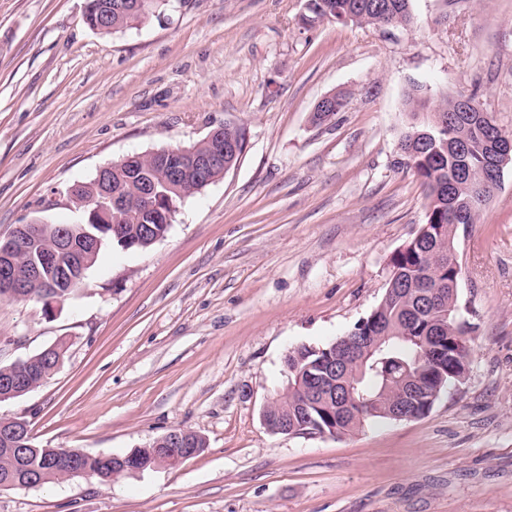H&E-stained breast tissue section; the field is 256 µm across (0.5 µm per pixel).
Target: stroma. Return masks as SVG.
<instances>
[{"label": "stroma", "mask_w": 512, "mask_h": 512, "mask_svg": "<svg viewBox=\"0 0 512 512\" xmlns=\"http://www.w3.org/2000/svg\"><path fill=\"white\" fill-rule=\"evenodd\" d=\"M85 0H0V233L79 222L70 188L132 153L245 128L237 164L144 250L106 245L54 312L0 299V364L66 341L0 402L36 443L122 455L174 428L206 446L101 484L0 490V512H512V163L457 254L469 376L414 421L340 439L261 421L292 348L346 334L425 220L394 167L430 102L477 94L512 129V0H410L407 26L303 24L306 0H170L102 35ZM340 91L344 108L312 120ZM67 349L66 342L60 340L49 355L43 354L42 350L28 357L33 362L26 368L25 386L33 389L39 387L63 362Z\"/></svg>", "instance_id": "1"}]
</instances>
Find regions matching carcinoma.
Wrapping results in <instances>:
<instances>
[{
    "label": "carcinoma",
    "instance_id": "carcinoma-1",
    "mask_svg": "<svg viewBox=\"0 0 512 512\" xmlns=\"http://www.w3.org/2000/svg\"><path fill=\"white\" fill-rule=\"evenodd\" d=\"M144 7L126 8L112 15L109 23L99 29L101 34L122 31L154 14L166 0H142ZM309 14L303 21L312 24L329 19L376 27H398L411 23L410 0H309ZM408 105L414 115L422 119L413 123L399 143L396 164L413 170L426 189L425 221L416 235L390 259V273L385 293L369 318L359 321L346 333L377 337L373 350H363L357 359L341 363V375L347 377L348 388L334 395L324 392L313 400L307 414L301 413L302 390L308 385V376L335 364L339 355L336 342L322 347L301 345L285 356L288 375V395L272 403L269 412H278L288 418V425L310 421L301 431L327 434L341 438L355 434L375 419H390L387 409L396 404L413 381L434 388L438 380L443 386L464 384L463 362L469 361L467 336L472 331L469 322L453 321L455 307L459 306L458 283L461 265L457 254L443 252L442 243L457 239L460 223L455 211L471 208L466 223L478 222L482 210L497 186L482 187L467 179L454 182L449 174L467 162L474 175H479L488 163V141L492 138L512 139V131L502 126H489L476 121L460 120L448 126V111L455 109V98H443L435 108L429 100L417 93L408 95ZM236 145L243 153L241 128L224 126V146ZM112 191L130 199L138 198L141 178L130 176L123 168H112ZM163 202L168 206L189 198L198 190L190 182L160 187ZM81 226L102 238L103 244L116 243L127 249H145L155 240L141 232L140 213L131 209L117 223V231L102 233L90 222L89 213L83 214ZM445 336L442 344L448 354L435 356L433 337ZM67 352L63 340L55 344L50 354L41 352L30 356L26 368L25 386L39 387L63 362ZM164 448L162 437L152 445L130 451L134 466L145 471L156 464L155 448ZM82 466L93 473V480L105 484L112 481L120 462L103 456L73 452ZM66 457L53 448L33 445L24 460L15 458L0 446V481L7 478L40 487L66 479Z\"/></svg>",
    "mask_w": 512,
    "mask_h": 512
}]
</instances>
